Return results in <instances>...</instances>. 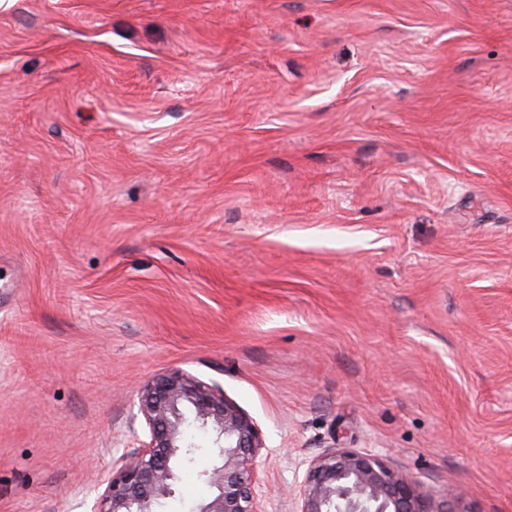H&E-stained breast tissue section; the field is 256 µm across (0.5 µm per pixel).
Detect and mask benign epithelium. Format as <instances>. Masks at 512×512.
<instances>
[{"label": "benign epithelium", "mask_w": 512, "mask_h": 512, "mask_svg": "<svg viewBox=\"0 0 512 512\" xmlns=\"http://www.w3.org/2000/svg\"><path fill=\"white\" fill-rule=\"evenodd\" d=\"M149 440L112 467L93 512H157L172 496L176 465L193 453L187 426L213 437L214 461L202 472L213 490L193 512H262L254 492L262 435L217 385L172 368L152 376L139 393ZM297 512H444L412 479L378 456L334 448L309 465Z\"/></svg>", "instance_id": "1"}]
</instances>
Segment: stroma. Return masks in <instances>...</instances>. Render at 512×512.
I'll use <instances>...</instances> for the list:
<instances>
[{
    "label": "stroma",
    "instance_id": "obj_1",
    "mask_svg": "<svg viewBox=\"0 0 512 512\" xmlns=\"http://www.w3.org/2000/svg\"><path fill=\"white\" fill-rule=\"evenodd\" d=\"M172 367L265 512L334 448L512 512V0H0V512H91Z\"/></svg>",
    "mask_w": 512,
    "mask_h": 512
}]
</instances>
